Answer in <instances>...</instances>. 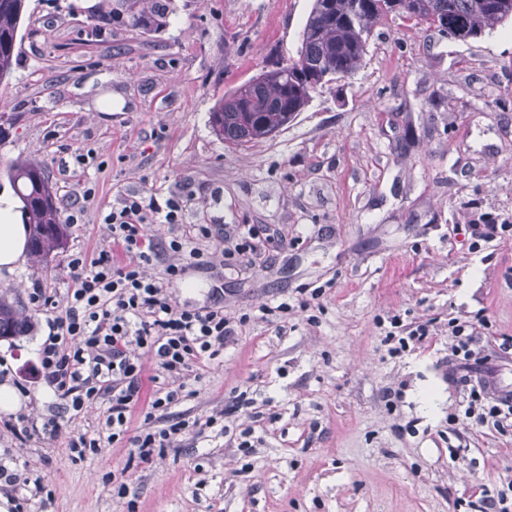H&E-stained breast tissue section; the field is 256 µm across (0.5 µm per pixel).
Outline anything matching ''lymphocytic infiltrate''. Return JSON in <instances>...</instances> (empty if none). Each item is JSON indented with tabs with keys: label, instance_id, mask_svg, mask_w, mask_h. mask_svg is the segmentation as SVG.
I'll return each instance as SVG.
<instances>
[{
	"label": "lymphocytic infiltrate",
	"instance_id": "obj_1",
	"mask_svg": "<svg viewBox=\"0 0 512 512\" xmlns=\"http://www.w3.org/2000/svg\"><path fill=\"white\" fill-rule=\"evenodd\" d=\"M112 247L97 254L77 253L69 262L71 286L63 301L37 288L32 299L48 317L49 334L42 345L39 377L48 380L64 402L65 411L80 416L98 401L107 408L93 433L70 434L67 451L81 459L100 452L103 444L122 443L140 461L163 455L189 422L176 418L173 407L191 397L190 381L235 335L222 303L188 308L172 293L187 268L219 260L227 268L251 263L256 246L241 237L234 249L208 251V225L180 233L183 202L170 196L164 203L132 193L102 218ZM167 225L172 235L167 250L176 262L159 273L148 268L159 254L147 233L149 225ZM152 391H145V383ZM144 406V424L129 429L137 406ZM0 482L12 490L13 512H28L33 497L46 493L43 476L20 477L0 460Z\"/></svg>",
	"mask_w": 512,
	"mask_h": 512
}]
</instances>
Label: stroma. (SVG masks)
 I'll use <instances>...</instances> for the list:
<instances>
[{
  "label": "stroma",
  "instance_id": "1",
  "mask_svg": "<svg viewBox=\"0 0 512 512\" xmlns=\"http://www.w3.org/2000/svg\"><path fill=\"white\" fill-rule=\"evenodd\" d=\"M120 2L26 0L0 85V190L12 187L11 161L33 159L60 214L83 211L48 262L29 256L0 274V295L31 324L0 339V382L30 397L21 414L0 412V454L53 492L31 512H477L483 491L512 481V426L464 414L474 389L512 393V238L472 237L512 222V22L462 41L389 17L353 76L313 93L287 129L235 147L213 133L211 112L295 56L311 0H140L145 15L164 14L148 29ZM111 93L123 105L99 111ZM127 193L180 196L186 223L210 225L213 242L243 224L263 244L247 269H188L195 295L173 289L201 307L223 288L225 313L248 318L176 408L222 416L224 435L183 433L132 467L122 446L67 454L65 434L93 430L106 402L62 417L63 436H41L62 402L35 373L48 325L30 299L41 287L63 300L71 256L110 248L101 210ZM316 288L287 318L258 319L260 306ZM395 316L429 336L393 356ZM452 321L477 327L476 362L453 354ZM20 416L34 434L24 444L7 427ZM124 469L125 499L112 489Z\"/></svg>",
  "mask_w": 512,
  "mask_h": 512
}]
</instances>
